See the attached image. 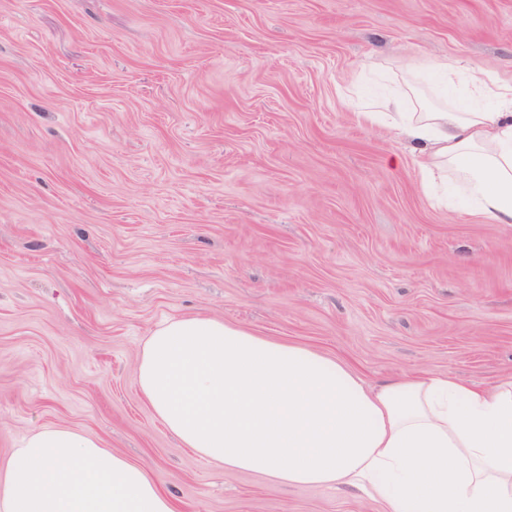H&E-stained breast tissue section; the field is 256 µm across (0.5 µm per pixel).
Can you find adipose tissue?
Segmentation results:
<instances>
[{
  "instance_id": "adipose-tissue-1",
  "label": "adipose tissue",
  "mask_w": 512,
  "mask_h": 512,
  "mask_svg": "<svg viewBox=\"0 0 512 512\" xmlns=\"http://www.w3.org/2000/svg\"><path fill=\"white\" fill-rule=\"evenodd\" d=\"M446 104L426 106L422 75ZM388 117L422 157L423 187L451 180L450 212L512 224V85L465 59L403 66L395 91L358 114ZM137 384L184 447L288 485H335L389 512H512V380L492 387L429 372L370 386L315 349L202 315L148 336ZM0 512H175L151 469L84 433L42 426L0 471Z\"/></svg>"
}]
</instances>
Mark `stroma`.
<instances>
[{"mask_svg": "<svg viewBox=\"0 0 512 512\" xmlns=\"http://www.w3.org/2000/svg\"><path fill=\"white\" fill-rule=\"evenodd\" d=\"M512 82V0H0V467L64 425L180 512H385L181 446L138 363L204 314L367 381L512 376V224L451 215L367 58Z\"/></svg>", "mask_w": 512, "mask_h": 512, "instance_id": "stroma-1", "label": "stroma"}]
</instances>
